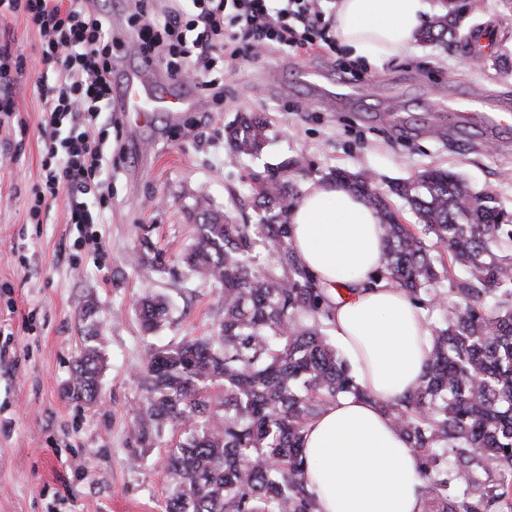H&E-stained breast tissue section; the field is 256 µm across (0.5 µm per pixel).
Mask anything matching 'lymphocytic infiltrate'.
I'll return each instance as SVG.
<instances>
[{
  "label": "lymphocytic infiltrate",
  "mask_w": 512,
  "mask_h": 512,
  "mask_svg": "<svg viewBox=\"0 0 512 512\" xmlns=\"http://www.w3.org/2000/svg\"><path fill=\"white\" fill-rule=\"evenodd\" d=\"M171 7L156 26L145 0H131L128 25L138 39L139 66H164L170 81L192 89L198 109L224 104V60L211 53L242 39L293 52L319 35L315 0H191ZM20 13L41 42L42 65L56 64L55 84L39 85L43 103L40 185L31 213L46 200L64 199L68 221L90 224L94 204L105 200L109 158L102 115L112 112V56L116 41L106 12L86 0H0V15Z\"/></svg>",
  "instance_id": "f902f5d3"
}]
</instances>
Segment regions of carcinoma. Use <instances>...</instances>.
<instances>
[{"label": "carcinoma", "instance_id": "carcinoma-1", "mask_svg": "<svg viewBox=\"0 0 512 512\" xmlns=\"http://www.w3.org/2000/svg\"><path fill=\"white\" fill-rule=\"evenodd\" d=\"M463 7L431 20L424 42L458 37ZM258 113L227 126L230 147L254 156L266 142ZM299 161L255 182L259 223L239 224L200 193L199 222L182 263L215 287L218 331L149 345L138 373L142 399L132 424L142 448L165 445V512H318L306 473L304 434L341 397L371 400L331 336L335 304L297 259L288 213L298 192L288 176ZM326 179L375 209L384 231L379 280L425 312L430 331L419 383L379 409L419 459L424 512H512V211L491 191L434 168L390 187L416 214L403 224L370 173L330 171ZM135 262L146 276L166 269L147 238ZM171 312L144 297L152 333ZM97 305L79 304L86 332L69 383L71 398L100 396ZM222 388L211 402V388Z\"/></svg>", "mask_w": 512, "mask_h": 512}]
</instances>
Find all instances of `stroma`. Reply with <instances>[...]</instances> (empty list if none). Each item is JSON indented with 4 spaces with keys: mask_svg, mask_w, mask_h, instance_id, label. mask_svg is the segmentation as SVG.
<instances>
[{
    "mask_svg": "<svg viewBox=\"0 0 512 512\" xmlns=\"http://www.w3.org/2000/svg\"><path fill=\"white\" fill-rule=\"evenodd\" d=\"M459 36L484 29L492 49L470 65L462 44L415 42L404 56L372 66L346 58L337 42L288 54L244 47L230 60L224 107L185 112L179 119L114 112L111 194L101 224L69 223L57 201L31 220L40 181V54L24 17L0 18V42H10L22 70L11 87L12 116L0 125V512H164L168 479L164 451L141 448L131 413L141 392L137 375L150 341L177 342L217 332L212 287L189 278L178 260L197 222L196 193L241 222H253L251 176L298 159V186L331 170H367L402 223L416 217L389 184L427 167L460 172L474 190L495 194L512 210V122L469 125L457 105L488 106L512 97V0H464ZM108 11L123 47L116 81L131 72L135 44L120 0H94ZM314 70L331 80L336 99L304 82ZM263 114L267 142L259 155L233 152L224 127L238 113ZM101 235L104 250L86 239ZM162 250L170 271L143 278L132 259L140 237ZM28 257L19 265L15 244ZM162 293L173 301L168 322L151 337L136 303ZM98 303L102 325L101 395L92 405L66 395L82 331L83 297Z\"/></svg>",
    "mask_w": 512,
    "mask_h": 512,
    "instance_id": "stroma-1",
    "label": "stroma"
}]
</instances>
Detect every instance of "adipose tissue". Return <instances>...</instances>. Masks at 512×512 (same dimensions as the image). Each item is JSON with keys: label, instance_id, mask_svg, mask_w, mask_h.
<instances>
[{"label": "adipose tissue", "instance_id": "ef3b65f1", "mask_svg": "<svg viewBox=\"0 0 512 512\" xmlns=\"http://www.w3.org/2000/svg\"><path fill=\"white\" fill-rule=\"evenodd\" d=\"M428 20L425 0H338L333 30L354 59L404 55ZM293 251L322 287L372 283L338 302L332 335L362 386L397 399L419 382L428 350L420 309L375 282L383 247L376 212L333 182L308 183L288 215ZM307 480L320 512H423L418 460L369 402L331 404L305 433Z\"/></svg>", "mask_w": 512, "mask_h": 512}]
</instances>
